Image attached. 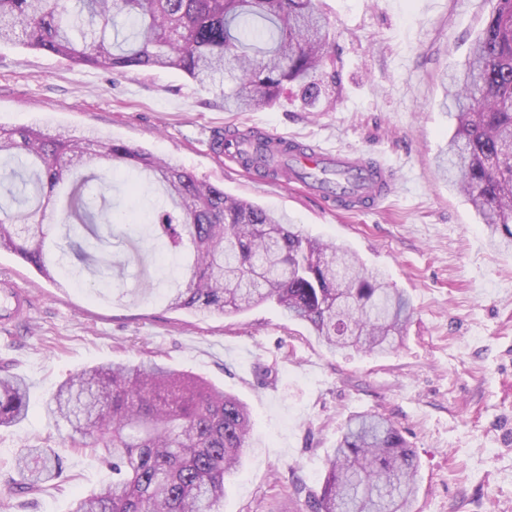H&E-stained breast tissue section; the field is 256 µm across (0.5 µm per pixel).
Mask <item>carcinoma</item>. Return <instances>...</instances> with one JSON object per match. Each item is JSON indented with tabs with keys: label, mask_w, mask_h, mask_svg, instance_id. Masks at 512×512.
Instances as JSON below:
<instances>
[{
	"label": "carcinoma",
	"mask_w": 512,
	"mask_h": 512,
	"mask_svg": "<svg viewBox=\"0 0 512 512\" xmlns=\"http://www.w3.org/2000/svg\"><path fill=\"white\" fill-rule=\"evenodd\" d=\"M88 24L69 0H0V43H20L109 71L176 69L207 88L229 80L224 111L269 108L289 89L305 105L336 85L327 64L332 37L315 0H83ZM455 120L437 167L464 195L490 238L512 245V0H496L442 102ZM0 160L33 187L17 209L0 203V249L54 279L44 219L56 187L74 177L69 215L96 241L98 220L82 190L109 187L112 165L149 172L171 208L156 212L150 235L190 261L168 307L237 314L274 302L331 351L386 354L403 342L409 298L350 249L311 237L295 224L174 160L110 138L52 136L36 127L0 128ZM25 380L0 366V427L28 416ZM69 432L64 446L90 448L112 483L79 495L70 512H222L225 480L242 466L252 422L245 403L184 371L157 362H112L59 385L47 407ZM419 462L399 429L375 413L351 417L328 459L309 512H409ZM54 448L19 450L9 492L34 496L57 479Z\"/></svg>",
	"instance_id": "1"
}]
</instances>
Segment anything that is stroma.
Returning a JSON list of instances; mask_svg holds the SVG:
<instances>
[{
    "label": "stroma",
    "mask_w": 512,
    "mask_h": 512,
    "mask_svg": "<svg viewBox=\"0 0 512 512\" xmlns=\"http://www.w3.org/2000/svg\"><path fill=\"white\" fill-rule=\"evenodd\" d=\"M336 32V103L307 112L297 91L272 108L228 112L219 89L180 71L126 73L76 66L21 44L0 45V126L36 124L74 136L96 132L285 216L310 235L345 245L409 297L413 314L392 354L332 352L310 329L266 303L240 315L168 309L164 291L185 267L148 240L164 189L121 167L111 188H91L114 218L103 243L111 285L77 272L60 215L49 216L62 264L42 277L0 251V280L30 292L22 324L0 330V365L29 386V413L0 427V488L26 444L58 447L66 430L46 416L56 387L84 368L163 362L236 395L251 411L252 448L229 476L224 512H308L346 420L390 417L419 458L411 512H512V248L493 244L473 207L436 167L452 133L441 107L444 76L465 60L495 0H317ZM265 127L275 134L383 162L395 192L369 213L323 209L301 184H254L245 168L211 156L210 131ZM159 282L150 294L141 280ZM111 471L87 449H67L64 473L34 496L5 494L0 512H70L75 494ZM304 493H295V485Z\"/></svg>",
    "instance_id": "stroma-1"
}]
</instances>
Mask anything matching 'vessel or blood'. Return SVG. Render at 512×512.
<instances>
[{
    "label": "vessel or blood",
    "instance_id": "vessel-or-blood-1",
    "mask_svg": "<svg viewBox=\"0 0 512 512\" xmlns=\"http://www.w3.org/2000/svg\"><path fill=\"white\" fill-rule=\"evenodd\" d=\"M288 158L305 174L317 173L321 177L336 170L349 172L350 179L343 186L321 180L314 187V194L327 206L367 212L379 207L394 191L396 178L393 169L371 163L363 158L340 150H326L293 139L288 142ZM31 307L29 294L15 283H0V312L14 318L27 314Z\"/></svg>",
    "mask_w": 512,
    "mask_h": 512
}]
</instances>
